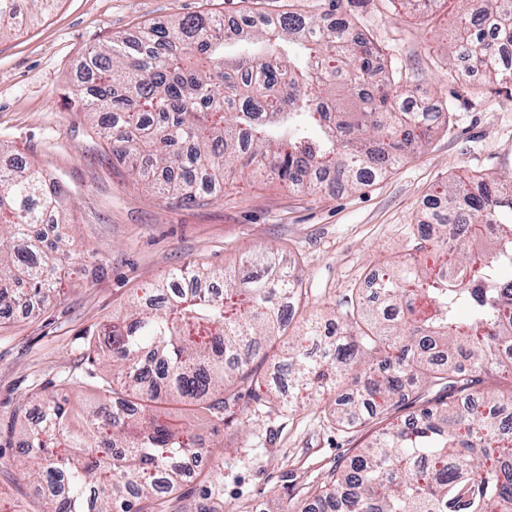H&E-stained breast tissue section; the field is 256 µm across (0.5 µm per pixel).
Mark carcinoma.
I'll return each instance as SVG.
<instances>
[{"mask_svg":"<svg viewBox=\"0 0 512 512\" xmlns=\"http://www.w3.org/2000/svg\"><path fill=\"white\" fill-rule=\"evenodd\" d=\"M17 2L0 0V35L58 0H31L26 14ZM464 2L448 60L512 83V71L499 66L512 46V0ZM300 19L283 12L247 33L242 42L267 46L234 59L224 56L221 16L145 26L87 51L92 86L76 84L74 105L97 117L112 158L143 190L185 203L217 199L242 175L311 196L327 180L354 189L418 154L440 113L400 109L414 91L395 86L380 49L355 28ZM302 124L319 127L321 139L300 137ZM435 197L442 210L418 225L414 244L432 263L382 264L370 295L348 305L330 331L298 319L308 290L277 249L239 258L260 268L244 287L232 269L192 262L153 288L166 305L132 298L112 318V364L102 363L96 342L82 353L81 364L107 373L96 397L40 395V421L20 427L23 473L48 489L42 512H167L188 462L223 467L216 448L166 420L167 405L206 415L217 432L235 416L244 386L258 410L331 395L338 424L379 423L302 512H512V266L493 250L512 244V180L459 177L439 184ZM73 223L62 186L45 192L43 174L21 159L0 167V324L20 303L48 299L71 259ZM45 224L63 230L51 239ZM290 334L270 379L254 360ZM493 370L501 379L488 388ZM436 389L446 395L422 399ZM418 400L417 410L389 421ZM196 512L256 510L242 501L226 511L209 490Z\"/></svg>","mask_w":512,"mask_h":512,"instance_id":"carcinoma-1","label":"carcinoma"}]
</instances>
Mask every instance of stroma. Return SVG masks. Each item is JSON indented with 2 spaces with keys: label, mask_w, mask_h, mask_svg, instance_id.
Returning <instances> with one entry per match:
<instances>
[{
  "label": "stroma",
  "mask_w": 512,
  "mask_h": 512,
  "mask_svg": "<svg viewBox=\"0 0 512 512\" xmlns=\"http://www.w3.org/2000/svg\"><path fill=\"white\" fill-rule=\"evenodd\" d=\"M460 0H60L20 32L0 35V166L21 155L62 182L74 202L73 260L42 309L19 310L0 326V512H25L39 493L13 464L16 424L38 408L51 386L89 397L95 379L79 372L84 328L104 327L137 289L199 260L236 264L238 280L255 268L239 256L282 249L302 275L308 309L339 320L368 273L407 259L438 184L457 176H512V84L450 74L443 56L456 38ZM293 10L344 19L381 51L390 77L430 102L447 105L424 152L356 190L307 196L287 186L237 180L203 204L157 200L138 189L90 128L88 113L68 101L88 48L141 27L215 10L231 25L224 51H238L235 21L247 14ZM242 397L221 429L225 506L255 501L295 512L327 472L371 439L373 425L345 429L316 407L270 414Z\"/></svg>",
  "instance_id": "stroma-1"
}]
</instances>
